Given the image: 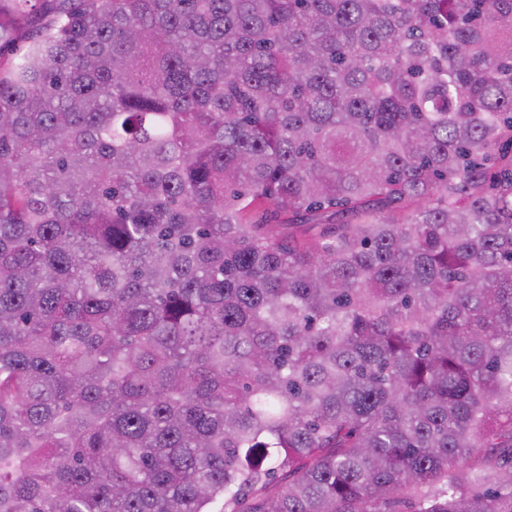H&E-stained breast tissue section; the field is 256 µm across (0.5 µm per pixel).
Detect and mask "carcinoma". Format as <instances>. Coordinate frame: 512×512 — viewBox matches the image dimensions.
Listing matches in <instances>:
<instances>
[{
  "mask_svg": "<svg viewBox=\"0 0 512 512\" xmlns=\"http://www.w3.org/2000/svg\"><path fill=\"white\" fill-rule=\"evenodd\" d=\"M0 512H512V0H0Z\"/></svg>",
  "mask_w": 512,
  "mask_h": 512,
  "instance_id": "1",
  "label": "carcinoma"
}]
</instances>
